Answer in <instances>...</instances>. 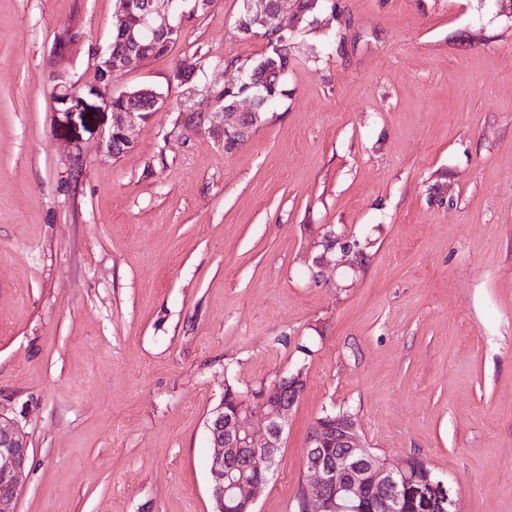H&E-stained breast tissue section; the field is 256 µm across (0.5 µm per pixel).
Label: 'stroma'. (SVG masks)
<instances>
[{
	"label": "stroma",
	"mask_w": 512,
	"mask_h": 512,
	"mask_svg": "<svg viewBox=\"0 0 512 512\" xmlns=\"http://www.w3.org/2000/svg\"><path fill=\"white\" fill-rule=\"evenodd\" d=\"M117 77L164 107L112 156L93 79L115 0H0V412L18 512H214L205 422L304 370L254 512H296L314 420L352 415L461 512H512V0H318L283 93L225 152L181 71L255 60L241 0ZM350 263L323 254L327 229ZM327 263L316 268V256ZM29 460V446L15 422L0 412V512H18L21 477Z\"/></svg>",
	"instance_id": "1"
}]
</instances>
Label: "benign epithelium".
<instances>
[{
    "label": "benign epithelium",
    "instance_id": "7a95c632",
    "mask_svg": "<svg viewBox=\"0 0 512 512\" xmlns=\"http://www.w3.org/2000/svg\"><path fill=\"white\" fill-rule=\"evenodd\" d=\"M183 2L117 0L116 41L108 42L100 52L94 80L84 86L65 85L57 95V103L66 105L85 92L112 112V128L104 140L110 154L133 147L131 131L136 122L145 120L146 109L140 103H148L155 111L165 104L163 94L154 89L116 92L112 85L131 66L146 61V48L168 45L173 35L181 34L178 18ZM307 12L306 0H244L238 26L241 30L257 26L273 33L279 39L275 45L278 49L286 41L288 31ZM267 85L266 81L252 78L243 91L220 106L224 146L241 144L262 123L271 100ZM115 97L123 98L126 104L120 108L112 106ZM322 247L323 253L316 260L318 266L337 249L344 257L351 250V245L333 229L323 235ZM305 388L306 378L298 371L281 377L251 400L236 399L229 412L224 411L222 403L212 411L206 429L215 512H224L227 497L240 506L241 512H253L268 479L257 482L247 472L257 466L267 474L273 468L290 415ZM28 460L26 439L15 422L0 413V512H18L21 477ZM412 463L411 457L393 467L374 460L356 420L349 414L317 419L303 453L304 512H358L352 503L364 490L375 495L372 512H459L457 495L441 476L421 481L408 479Z\"/></svg>",
    "mask_w": 512,
    "mask_h": 512
}]
</instances>
